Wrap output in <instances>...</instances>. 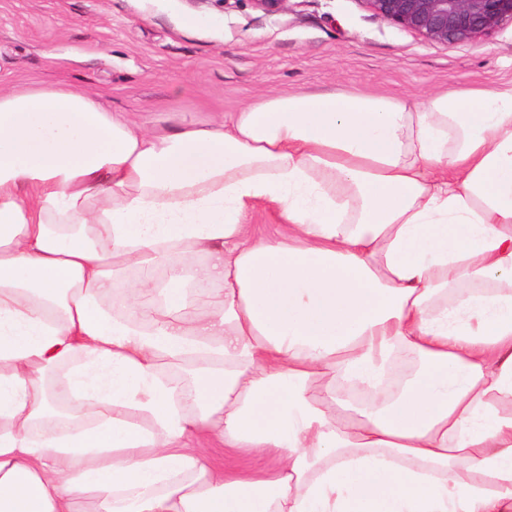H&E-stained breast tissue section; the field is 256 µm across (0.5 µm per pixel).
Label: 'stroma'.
<instances>
[{
  "instance_id": "1",
  "label": "stroma",
  "mask_w": 512,
  "mask_h": 512,
  "mask_svg": "<svg viewBox=\"0 0 512 512\" xmlns=\"http://www.w3.org/2000/svg\"><path fill=\"white\" fill-rule=\"evenodd\" d=\"M55 60H48V53ZM55 81L148 121L206 122L283 91L420 99L512 82V25L447 48L362 0H0V91Z\"/></svg>"
}]
</instances>
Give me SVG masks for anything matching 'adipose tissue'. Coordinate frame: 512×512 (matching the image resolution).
I'll use <instances>...</instances> for the list:
<instances>
[{
    "instance_id": "ef3b65f1",
    "label": "adipose tissue",
    "mask_w": 512,
    "mask_h": 512,
    "mask_svg": "<svg viewBox=\"0 0 512 512\" xmlns=\"http://www.w3.org/2000/svg\"><path fill=\"white\" fill-rule=\"evenodd\" d=\"M195 434L277 465L212 467ZM82 498L512 512V83L160 131L1 92L0 512Z\"/></svg>"
}]
</instances>
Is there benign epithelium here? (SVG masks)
Listing matches in <instances>:
<instances>
[{"instance_id": "benign-epithelium-1", "label": "benign epithelium", "mask_w": 512, "mask_h": 512, "mask_svg": "<svg viewBox=\"0 0 512 512\" xmlns=\"http://www.w3.org/2000/svg\"><path fill=\"white\" fill-rule=\"evenodd\" d=\"M374 15L448 48L512 23V0H362Z\"/></svg>"}]
</instances>
